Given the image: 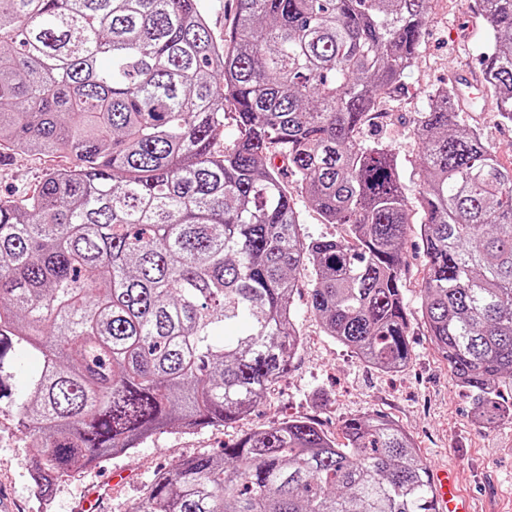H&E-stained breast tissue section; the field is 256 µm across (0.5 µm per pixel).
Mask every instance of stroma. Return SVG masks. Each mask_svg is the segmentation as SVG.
<instances>
[{
  "instance_id": "obj_1",
  "label": "stroma",
  "mask_w": 512,
  "mask_h": 512,
  "mask_svg": "<svg viewBox=\"0 0 512 512\" xmlns=\"http://www.w3.org/2000/svg\"><path fill=\"white\" fill-rule=\"evenodd\" d=\"M489 29L476 0H433L422 30L416 65L407 73L396 99L381 101L384 119L361 131L395 148L402 177L418 189V144L412 119L427 103L434 86L449 83L452 74L468 68L481 72L480 52ZM482 111L466 114L494 146L504 166L512 165V125L499 120L491 93H484ZM66 154L12 152L0 165V199L31 196L45 175L72 167ZM403 293L412 313L413 359L400 372H383L359 362L325 336L308 307L309 268L297 273L295 312L303 343L289 372L273 384L265 399L236 423L204 429L168 428L155 433L126 454L107 455L93 467L61 478L52 495L37 501L30 479L32 433L19 427L15 404L25 393L38 362L17 350L11 359L23 369L7 381L8 397L0 399V491L9 493L15 512H81L89 493L102 499L100 512H132L156 474L201 452L221 454L242 434L268 427L287 417L313 419L330 435H338L343 419L367 413L389 416L413 435L429 467L453 469L460 489L470 497L472 512H512V421L485 428L474 419L472 394L464 390L435 349L421 320L420 284L426 262L417 239L405 245Z\"/></svg>"
}]
</instances>
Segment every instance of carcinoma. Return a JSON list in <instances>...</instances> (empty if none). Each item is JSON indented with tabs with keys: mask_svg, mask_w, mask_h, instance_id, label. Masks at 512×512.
<instances>
[{
	"mask_svg": "<svg viewBox=\"0 0 512 512\" xmlns=\"http://www.w3.org/2000/svg\"><path fill=\"white\" fill-rule=\"evenodd\" d=\"M431 0H236L228 43L200 0H0V150L69 170L0 202V384L17 346L49 366L17 423L53 481L158 431L224 426L288 374L309 307L360 362L411 361L402 250L426 255L421 318L475 419L512 420V167L438 87L415 113L423 184L360 130L414 67ZM484 81L512 123V0H479ZM233 140L218 145L226 124ZM282 159L286 167H267ZM294 178V188L284 175ZM341 238L301 232L296 198ZM424 214L410 223L412 203ZM134 512H437L431 473L378 413L338 436L292 418L157 475Z\"/></svg>",
	"mask_w": 512,
	"mask_h": 512,
	"instance_id": "cac0c4a2",
	"label": "carcinoma"
}]
</instances>
